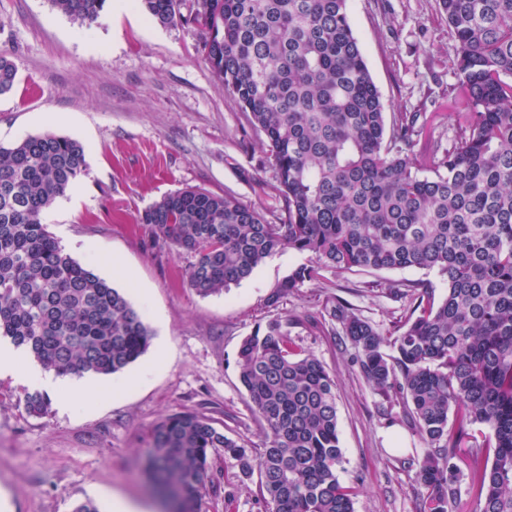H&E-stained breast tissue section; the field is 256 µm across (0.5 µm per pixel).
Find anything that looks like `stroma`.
<instances>
[{
    "mask_svg": "<svg viewBox=\"0 0 512 512\" xmlns=\"http://www.w3.org/2000/svg\"><path fill=\"white\" fill-rule=\"evenodd\" d=\"M434 0H349V19L388 113L419 112L423 141L455 133L448 66L455 44ZM194 25L154 24L137 0L107 4L81 25L50 0H0V53L16 65L13 90L0 95V145L44 133L89 150L87 175L57 199L42 222L66 253L126 293L152 332L146 353L126 373L99 376V390L58 384L48 415H29L27 385L0 378V490L8 512H72L89 500L112 512L113 497L160 512L142 471L152 429L169 415L194 411L227 436L261 447L262 433L238 379L240 340L272 320L326 366L336 381L343 483H356L355 512H416L418 487L406 458L421 439L403 409L381 416V396L358 377L352 346L326 324L334 297L390 328L402 316L388 294L394 283L427 281L436 297L446 283L419 269L339 273L322 270L271 308L267 298L309 257L280 251L229 291L207 297L189 288L185 258L138 224L153 202L179 189L228 193L277 221L283 203L261 138L247 124L203 56ZM213 491L201 512H269L256 478L216 455Z\"/></svg>",
    "mask_w": 512,
    "mask_h": 512,
    "instance_id": "stroma-1",
    "label": "stroma"
}]
</instances>
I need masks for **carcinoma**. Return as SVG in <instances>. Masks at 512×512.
<instances>
[{
	"label": "carcinoma",
	"instance_id": "obj_1",
	"mask_svg": "<svg viewBox=\"0 0 512 512\" xmlns=\"http://www.w3.org/2000/svg\"><path fill=\"white\" fill-rule=\"evenodd\" d=\"M51 2L91 24L107 0ZM139 2L161 27H200L205 61L263 136L284 217L273 224L231 194L189 188L153 203L138 223L187 258V283L202 297L285 248L312 262L281 281L269 307L324 267L437 271L447 283L440 300L424 281L389 288L407 302L391 331L339 298L326 313L354 348L362 380L403 407L426 445L408 459L417 512H454L464 475L478 512H512V0H435L456 44L457 128L448 146L423 150L421 113L387 122L348 0H193L187 15L183 0ZM16 77L0 55V95ZM86 172V148L73 138L0 146V338L62 378L119 373L151 339L126 296L42 224ZM236 363L262 448L253 454L194 411L162 421L143 464L169 512H200L221 450L258 477L272 512H355L357 486L337 474L336 383L325 365L279 321L244 337ZM51 405L44 392L26 395L33 416Z\"/></svg>",
	"mask_w": 512,
	"mask_h": 512
}]
</instances>
